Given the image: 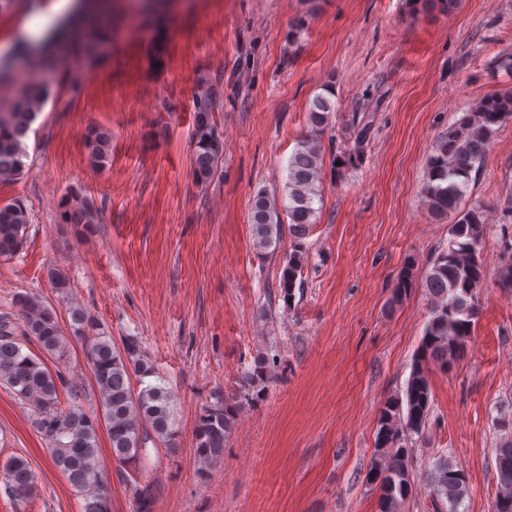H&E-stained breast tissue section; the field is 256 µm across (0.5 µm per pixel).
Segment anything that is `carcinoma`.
I'll list each match as a JSON object with an SVG mask.
<instances>
[{
  "mask_svg": "<svg viewBox=\"0 0 512 512\" xmlns=\"http://www.w3.org/2000/svg\"><path fill=\"white\" fill-rule=\"evenodd\" d=\"M406 2L415 12L437 10L450 14L459 0ZM107 24L108 16L103 11L85 17L84 56H91L94 42ZM51 95V86L34 77L8 106H0V182L24 174L29 158L28 135ZM332 96V92L318 94L309 103L310 130L297 141L288 158L282 194L262 188L249 201L252 243L258 253H269L286 233L294 237V248L282 261L278 284L279 296L288 307L295 289L303 284L308 256L302 240L314 224L315 201L322 198V137L336 112ZM223 101L224 86L219 77L193 97V174L201 185L214 179L223 161L224 139L215 119ZM511 122L512 90L485 96L456 125L438 135L428 157L424 188L428 211L454 219L448 229V246L433 256L421 279L434 305L406 387L380 412L375 454L367 474V481L378 487L379 512H399L412 493L413 458L408 444L412 436L422 434L433 407L428 365L448 368L471 336L484 279L479 251L487 229V210L479 204L466 207L463 201L472 175L482 169L497 131ZM351 125L353 148L333 155L334 170L357 166L373 138L372 125L355 114ZM111 141L108 130L88 129L85 145L94 165L103 168L108 164ZM96 217L93 201L86 198L64 214L68 224H93ZM29 223V211L21 202L0 206V258L9 259L19 251ZM413 270L411 262L404 267L393 290L395 300H402L416 286ZM15 305L23 336L35 341L45 355L59 360L68 355L70 337L52 309L30 294L17 296ZM70 321L75 336L94 332L86 357L99 395L97 413L91 415L83 409L78 386L68 384L62 373L51 372L39 355L26 350L8 315L0 316V385L33 409L34 426L48 442L53 465L83 499L82 512H111L110 494L99 473V431H106L119 462L137 463L145 459L149 442L175 448L176 403L161 380L145 382L155 371L136 337L128 336L122 347L115 346L112 337L97 331V324L79 307L70 309ZM275 362L274 357H257L253 368L241 375L234 397L218 395L202 409L196 424V452L201 462L209 464L224 454V443L235 429L242 402L260 392ZM134 375L139 377L138 389L132 386ZM62 389L69 392L65 406L60 402ZM495 452L498 484L491 512H512V439ZM0 480L18 503L27 502L37 493L36 475L23 456H12L0 467ZM427 483L433 495L448 502L447 512H460L470 493L464 473L447 457L431 464ZM150 499L151 485H135V512H149Z\"/></svg>",
  "mask_w": 512,
  "mask_h": 512,
  "instance_id": "obj_1",
  "label": "carcinoma"
}]
</instances>
